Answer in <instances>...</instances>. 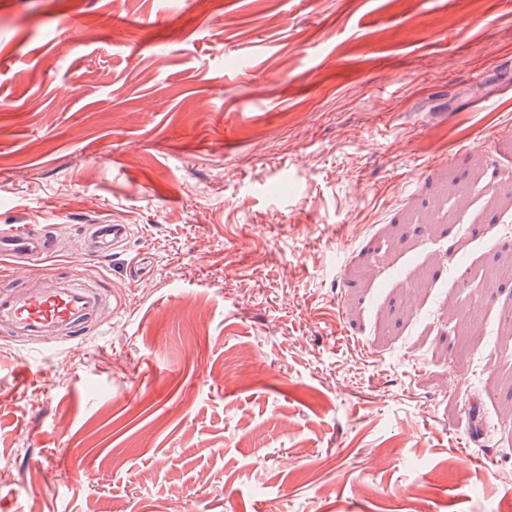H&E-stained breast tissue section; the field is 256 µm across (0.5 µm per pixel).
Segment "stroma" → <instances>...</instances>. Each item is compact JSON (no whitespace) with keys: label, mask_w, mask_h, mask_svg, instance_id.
<instances>
[{"label":"stroma","mask_w":512,"mask_h":512,"mask_svg":"<svg viewBox=\"0 0 512 512\" xmlns=\"http://www.w3.org/2000/svg\"><path fill=\"white\" fill-rule=\"evenodd\" d=\"M22 224L133 233L25 270L119 307L0 337V512L512 494V0H0ZM129 224H86L81 235L80 244L66 250L74 259L85 260L97 257L124 241L129 235Z\"/></svg>","instance_id":"35a3bbf8"}]
</instances>
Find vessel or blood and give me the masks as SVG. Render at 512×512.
<instances>
[{
	"label": "vessel or blood",
	"mask_w": 512,
	"mask_h": 512,
	"mask_svg": "<svg viewBox=\"0 0 512 512\" xmlns=\"http://www.w3.org/2000/svg\"><path fill=\"white\" fill-rule=\"evenodd\" d=\"M126 224L85 225L74 259L93 258L124 241ZM63 250L59 240L45 235L39 225L0 230V269H13ZM104 312L102 292L74 279L45 278L38 285L0 287V334L15 341L36 339L46 346L70 341L85 324H99Z\"/></svg>",
	"instance_id": "b4317fda"
}]
</instances>
